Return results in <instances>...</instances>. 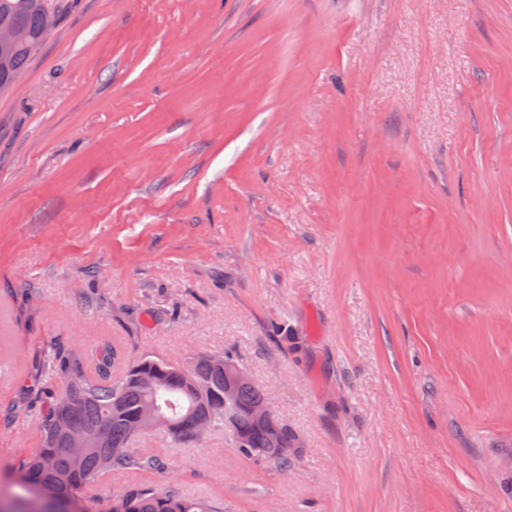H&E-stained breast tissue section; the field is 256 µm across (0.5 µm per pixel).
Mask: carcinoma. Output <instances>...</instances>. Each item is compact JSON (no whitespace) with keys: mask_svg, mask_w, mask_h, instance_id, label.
Returning <instances> with one entry per match:
<instances>
[{"mask_svg":"<svg viewBox=\"0 0 512 512\" xmlns=\"http://www.w3.org/2000/svg\"><path fill=\"white\" fill-rule=\"evenodd\" d=\"M63 0H0V27L14 40L0 45V91L24 70L58 22ZM75 351L55 352L47 372L59 377L40 416V445L13 468L11 493L0 495V512H90L82 490L104 473L137 474L161 466L153 455L129 451L138 437L161 433L177 445H195L211 432L229 431L238 450L279 471H288L294 436L276 414L264 420L254 410L269 404L249 379L234 380L224 367L229 356L200 353L186 363L148 357L129 361L121 349L104 343L92 371ZM81 435L84 451H68L66 431ZM111 512H217L202 498L175 489L157 491L137 483L112 491Z\"/></svg>","mask_w":512,"mask_h":512,"instance_id":"carcinoma-1","label":"carcinoma"}]
</instances>
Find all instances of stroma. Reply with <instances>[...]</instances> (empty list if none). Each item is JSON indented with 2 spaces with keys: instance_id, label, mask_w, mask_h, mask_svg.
Listing matches in <instances>:
<instances>
[{
  "instance_id": "stroma-1",
  "label": "stroma",
  "mask_w": 512,
  "mask_h": 512,
  "mask_svg": "<svg viewBox=\"0 0 512 512\" xmlns=\"http://www.w3.org/2000/svg\"><path fill=\"white\" fill-rule=\"evenodd\" d=\"M0 482L51 350L231 353L296 439L97 478L224 512H512V0H70L0 93Z\"/></svg>"
}]
</instances>
